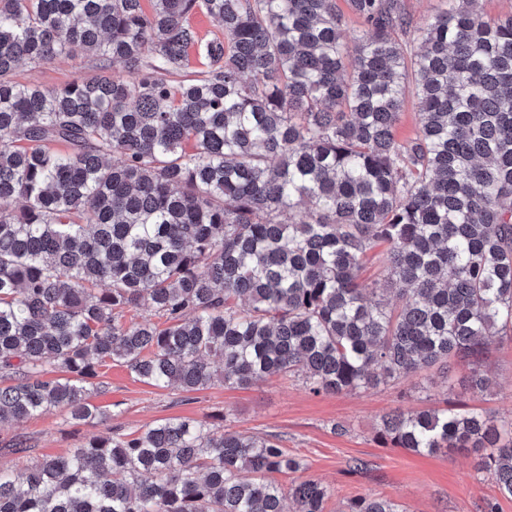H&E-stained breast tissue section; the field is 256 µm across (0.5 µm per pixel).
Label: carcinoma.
Listing matches in <instances>:
<instances>
[{"instance_id":"obj_1","label":"carcinoma","mask_w":512,"mask_h":512,"mask_svg":"<svg viewBox=\"0 0 512 512\" xmlns=\"http://www.w3.org/2000/svg\"><path fill=\"white\" fill-rule=\"evenodd\" d=\"M149 2L0 0V423L108 419L109 361L185 392L283 376L335 395L437 364L489 391L488 347L512 342V18L462 0L413 52L402 0H348L351 46L336 0ZM194 47L205 66L179 80ZM78 53L100 73L13 79ZM376 438L475 452L512 497V419L392 412ZM300 467L274 436L171 417L1 467L0 512H324L320 482L266 479ZM418 126V108L416 100L409 96L406 100L404 112L401 122L397 128V136L399 139H407L413 137Z\"/></svg>"}]
</instances>
